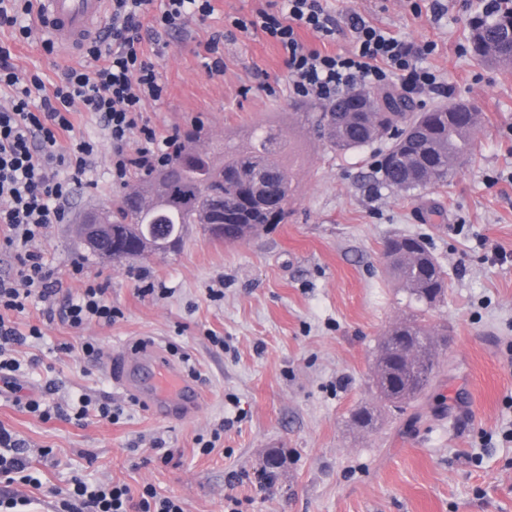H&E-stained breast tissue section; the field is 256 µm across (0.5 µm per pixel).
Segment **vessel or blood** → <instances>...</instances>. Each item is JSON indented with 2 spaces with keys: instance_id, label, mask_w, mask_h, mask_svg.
<instances>
[{
  "instance_id": "b4317fda",
  "label": "vessel or blood",
  "mask_w": 512,
  "mask_h": 512,
  "mask_svg": "<svg viewBox=\"0 0 512 512\" xmlns=\"http://www.w3.org/2000/svg\"><path fill=\"white\" fill-rule=\"evenodd\" d=\"M109 6L110 0H36L35 17L57 52L68 53L93 38ZM109 368L113 383L149 411L187 419L199 407L198 390L158 346L122 350Z\"/></svg>"
}]
</instances>
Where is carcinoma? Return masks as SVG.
I'll return each instance as SVG.
<instances>
[{"mask_svg":"<svg viewBox=\"0 0 512 512\" xmlns=\"http://www.w3.org/2000/svg\"><path fill=\"white\" fill-rule=\"evenodd\" d=\"M469 43L476 57L491 66H512V10L470 25ZM370 112L351 92L328 104L296 108V122L324 139L328 149L347 152L389 138L377 161L383 185L403 192L448 181L453 164L472 154L467 129L480 122L476 104L457 100L420 111L410 98L394 92L373 95ZM197 135L176 147L170 163L148 172L111 204L100 209L104 242L112 260L129 261L157 253L159 238L169 252L188 224H201L217 240L237 242L268 224H283L295 193L291 143L281 129L261 126L224 142V157L192 145ZM421 239L398 236L385 243L388 270L405 288L407 306L418 314L393 326L379 350L391 348L385 368L374 372L375 388L389 406L400 408L421 393L435 372L436 344L423 315L436 308L447 290L442 266L423 256Z\"/></svg>","mask_w":512,"mask_h":512,"instance_id":"1","label":"carcinoma"}]
</instances>
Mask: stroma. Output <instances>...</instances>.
I'll use <instances>...</instances> for the list:
<instances>
[{
    "label": "stroma",
    "mask_w": 512,
    "mask_h": 512,
    "mask_svg": "<svg viewBox=\"0 0 512 512\" xmlns=\"http://www.w3.org/2000/svg\"><path fill=\"white\" fill-rule=\"evenodd\" d=\"M211 4L203 20L162 35L155 63L166 94L140 122L162 135L202 126L201 143L215 153L251 126H280L296 154L288 220L232 245L191 224L182 246L161 256L121 263L92 256L78 222L119 189L108 171L111 142L95 117L82 116L78 132L96 142L95 165L87 187L66 202L62 223L50 225L41 254L71 291L87 278L103 282L122 316L76 330L44 322L40 303L29 305L16 325L23 332L40 325L43 336L28 339L18 356L40 364L18 381L23 394L50 403L88 394L124 413L115 423L94 416L45 422L0 395V425L26 440L42 482L35 489L0 477V498L25 496L27 512H56L53 489L77 472L92 483H124L135 497L153 486L181 498L186 512H224L228 497L244 500V512H512V441L501 437L512 421V68L471 53L478 0H449L439 19L429 0L417 15L404 0H323L338 23L336 39H306L314 48L350 51L357 14L401 39L434 43L422 64L443 89L414 94V102L430 109L468 99L480 107L473 155L447 184L411 193L378 184L373 164L385 142L338 153L296 123L279 47L262 32L229 24L266 0ZM214 39L224 57L220 75L207 69ZM0 42L9 44L20 76L47 83L88 62L83 51L49 55L40 39L16 42L1 28ZM267 83L278 96L266 95ZM401 235L423 238L448 288L425 316L440 333L436 376L422 396L393 411L380 407L372 375L380 342L409 313L384 255L386 241ZM76 263L84 268L80 281L68 276ZM147 281L156 292L144 297ZM212 287L221 299H210ZM214 334L223 347L211 343ZM81 337L97 341V359L65 351ZM140 338L198 373L194 417L159 419L113 386L107 360ZM49 379L56 382L50 393ZM364 406L378 410L369 429L353 421ZM217 427L220 442L201 454L197 437ZM156 440L168 461L153 458ZM274 450L284 462L259 484Z\"/></svg>",
    "instance_id": "obj_1"
}]
</instances>
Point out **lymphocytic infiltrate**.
Segmentation results:
<instances>
[{
	"mask_svg": "<svg viewBox=\"0 0 512 512\" xmlns=\"http://www.w3.org/2000/svg\"><path fill=\"white\" fill-rule=\"evenodd\" d=\"M211 0H111L109 22L91 40L85 54L90 63L66 69L60 80L45 83L38 76L20 77L9 47L0 45V87L10 89L9 104L0 109V247L14 259L15 276H0V390L13 394L15 404L43 420H83L95 416L119 420L122 406L80 395L74 410L20 394V361L15 346L42 336L40 326L21 332L11 316L24 312L32 300L43 303L46 321L78 329L97 323L112 325L121 312L113 307L104 284L89 280L75 293H63L43 262L38 244L50 225L61 223L64 203L81 188L96 156V144L75 133V117L88 112L100 120L112 143L110 176L123 186L131 170H153L167 163L173 137L157 138L138 119L160 101L162 83L147 41L185 29L190 20L208 16ZM241 32L261 30L282 51L288 67L289 94L298 100L328 102L356 85L386 86L400 79L404 90L437 91V75L422 60L434 43L415 45L392 36L363 18H353L354 46L345 53L323 51L337 31L336 19L321 0H273L255 15L234 17ZM309 32L318 47L307 46ZM0 476L39 485L32 474L28 448L0 425ZM61 512H185L175 496L144 487L132 497L126 485L92 487L73 476L57 490Z\"/></svg>",
	"mask_w": 512,
	"mask_h": 512,
	"instance_id": "f902f5d3",
	"label": "lymphocytic infiltrate"
}]
</instances>
